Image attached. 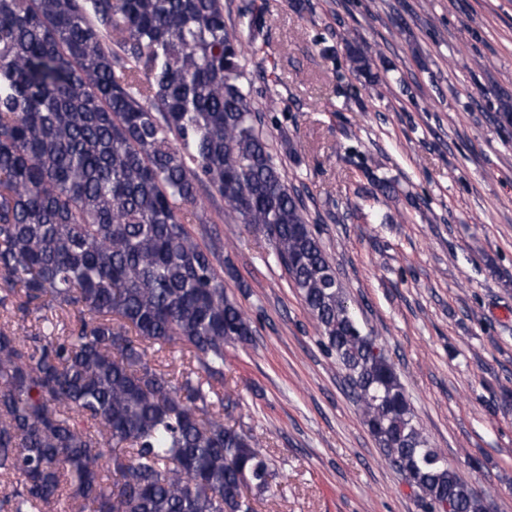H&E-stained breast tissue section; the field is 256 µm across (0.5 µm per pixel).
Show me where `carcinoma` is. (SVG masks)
Wrapping results in <instances>:
<instances>
[{
	"label": "carcinoma",
	"mask_w": 512,
	"mask_h": 512,
	"mask_svg": "<svg viewBox=\"0 0 512 512\" xmlns=\"http://www.w3.org/2000/svg\"><path fill=\"white\" fill-rule=\"evenodd\" d=\"M266 19L246 24L254 44ZM372 84V49L340 34ZM224 0H0V498L9 512H254L277 469L224 424V348L252 335L201 194L262 231L423 512H487L363 333L244 84ZM179 346L174 380L148 350ZM86 421L90 426H80Z\"/></svg>",
	"instance_id": "1"
}]
</instances>
